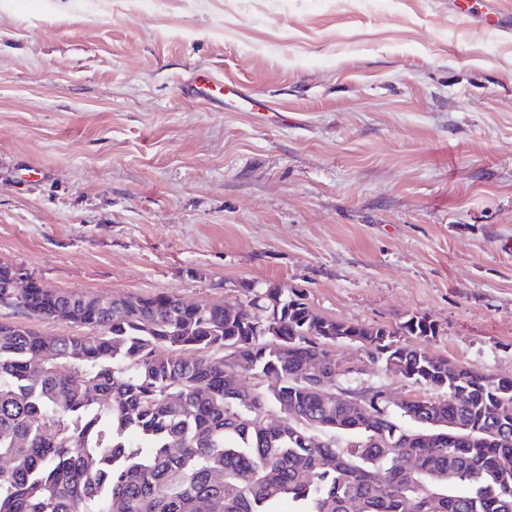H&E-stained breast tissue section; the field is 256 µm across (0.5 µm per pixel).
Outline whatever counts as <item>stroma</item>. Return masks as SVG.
Segmentation results:
<instances>
[{
	"instance_id": "1",
	"label": "stroma",
	"mask_w": 512,
	"mask_h": 512,
	"mask_svg": "<svg viewBox=\"0 0 512 512\" xmlns=\"http://www.w3.org/2000/svg\"><path fill=\"white\" fill-rule=\"evenodd\" d=\"M199 71L264 117L186 96ZM303 291L512 377V34L448 0H0V265Z\"/></svg>"
}]
</instances>
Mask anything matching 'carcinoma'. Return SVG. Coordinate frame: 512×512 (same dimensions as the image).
Segmentation results:
<instances>
[{
  "instance_id": "cac0c4a2",
  "label": "carcinoma",
  "mask_w": 512,
  "mask_h": 512,
  "mask_svg": "<svg viewBox=\"0 0 512 512\" xmlns=\"http://www.w3.org/2000/svg\"><path fill=\"white\" fill-rule=\"evenodd\" d=\"M13 280L0 267V306L78 332L0 321V512H512V378L449 371L417 344L439 333L426 315L351 322L268 287L106 306L38 279L17 294ZM342 342L437 395L387 403L384 385L340 371Z\"/></svg>"
}]
</instances>
